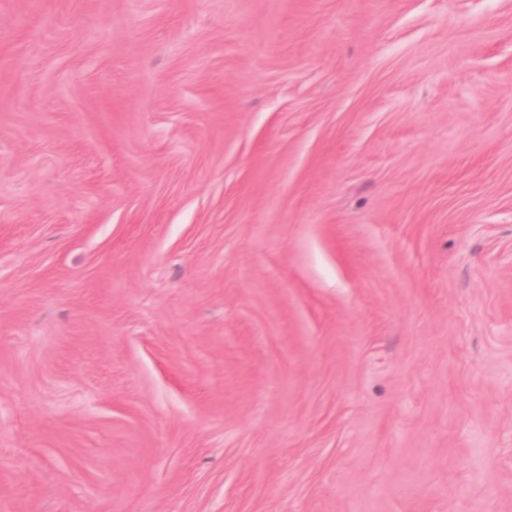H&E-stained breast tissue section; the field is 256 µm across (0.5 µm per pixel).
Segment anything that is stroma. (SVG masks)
<instances>
[{
    "instance_id": "obj_1",
    "label": "stroma",
    "mask_w": 512,
    "mask_h": 512,
    "mask_svg": "<svg viewBox=\"0 0 512 512\" xmlns=\"http://www.w3.org/2000/svg\"><path fill=\"white\" fill-rule=\"evenodd\" d=\"M0 512H512V0H0Z\"/></svg>"
}]
</instances>
